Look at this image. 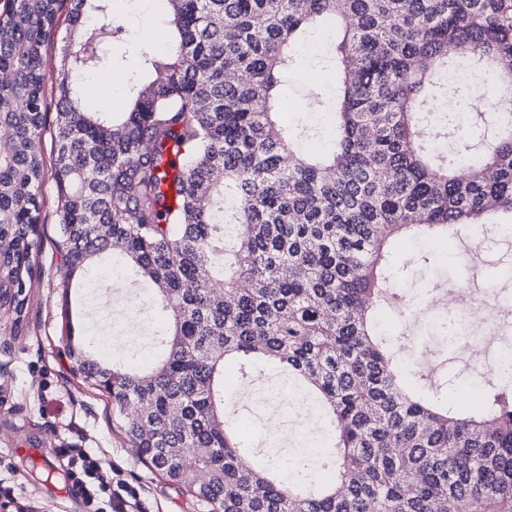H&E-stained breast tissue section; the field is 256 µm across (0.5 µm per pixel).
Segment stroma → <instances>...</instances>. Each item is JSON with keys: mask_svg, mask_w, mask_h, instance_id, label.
<instances>
[{"mask_svg": "<svg viewBox=\"0 0 512 512\" xmlns=\"http://www.w3.org/2000/svg\"><path fill=\"white\" fill-rule=\"evenodd\" d=\"M318 41L319 51L304 50L298 55L283 92L288 109L280 119L294 129L317 132L328 143L332 136L325 121V108L311 99L310 93L317 85L328 93L336 88L334 70L321 65L323 51L336 42L335 29L320 28ZM113 55L119 61L117 69L101 71L92 97L108 100L114 111L123 112L129 106V94L114 91L112 75L135 68L138 60L126 44L114 46ZM57 208L54 182L45 179L32 276L26 282L23 309L15 311L9 300H0V457L11 461L7 478L37 502L38 512H85L83 504L67 493L64 474L57 471L52 477H45L26 451L40 448L51 457L63 447L89 448L100 458L104 469H120L124 479L140 487L145 512H201L190 496L153 474L137 458L112 417L110 401L83 380L68 353L69 335L94 333L110 338L114 356L140 364L153 350V334L168 325L169 313L162 305L146 300L148 285L131 284L122 294L141 299L137 341L127 339L122 305H115L111 324L91 325L90 295L68 283ZM471 250L466 240L451 238L440 245L428 243L425 252L420 253L409 240L395 247L393 262L402 281L413 284L415 290L425 289L426 276L439 278L446 290L438 297L435 309L459 323L464 314L451 302L450 295L458 286L460 259ZM408 330L434 350L423 374L437 379L464 368L458 351L449 348L431 315L397 320L395 333ZM227 377L243 440L258 457L275 464L287 462L295 452L298 437L304 434L302 418L292 408L299 394L289 390L287 375L277 368L261 366L244 380L238 379L231 367ZM271 417L277 420L280 433L267 432L265 423Z\"/></svg>", "mask_w": 512, "mask_h": 512, "instance_id": "stroma-1", "label": "stroma"}]
</instances>
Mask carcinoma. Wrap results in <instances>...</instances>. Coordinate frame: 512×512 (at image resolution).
I'll list each match as a JSON object with an SVG mask.
<instances>
[{
	"mask_svg": "<svg viewBox=\"0 0 512 512\" xmlns=\"http://www.w3.org/2000/svg\"><path fill=\"white\" fill-rule=\"evenodd\" d=\"M59 0L0 12V271L24 287L39 222L42 49ZM111 0H72L56 74L51 175L70 273L112 255L150 282L172 323L159 356L130 368L86 348L77 371L108 393L129 447L206 512H512V385L481 407L439 401L377 322L403 302L393 246L446 239L512 214V0H167V56L136 43L132 106L88 104L83 77L114 64L132 27ZM337 26L328 55L334 148L307 150L281 124L278 92L298 46ZM454 54L495 111L487 148L449 114L422 136ZM288 371L327 441L262 464L229 423L224 362Z\"/></svg>",
	"mask_w": 512,
	"mask_h": 512,
	"instance_id": "obj_1",
	"label": "carcinoma"
}]
</instances>
